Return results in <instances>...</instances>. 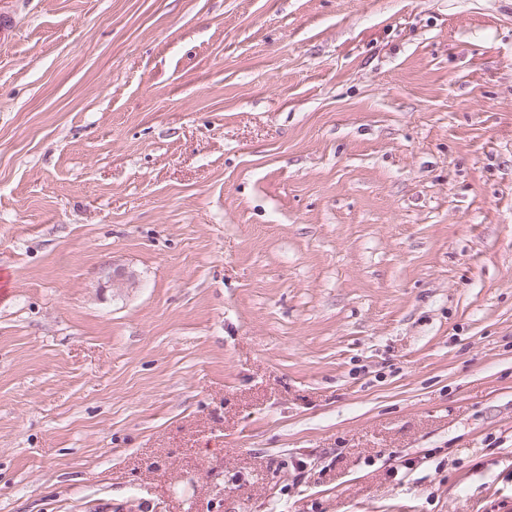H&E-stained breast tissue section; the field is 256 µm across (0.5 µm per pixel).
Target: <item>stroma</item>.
<instances>
[{
  "mask_svg": "<svg viewBox=\"0 0 512 512\" xmlns=\"http://www.w3.org/2000/svg\"><path fill=\"white\" fill-rule=\"evenodd\" d=\"M106 503L512 512V0H0V512Z\"/></svg>",
  "mask_w": 512,
  "mask_h": 512,
  "instance_id": "35a3bbf8",
  "label": "stroma"
}]
</instances>
